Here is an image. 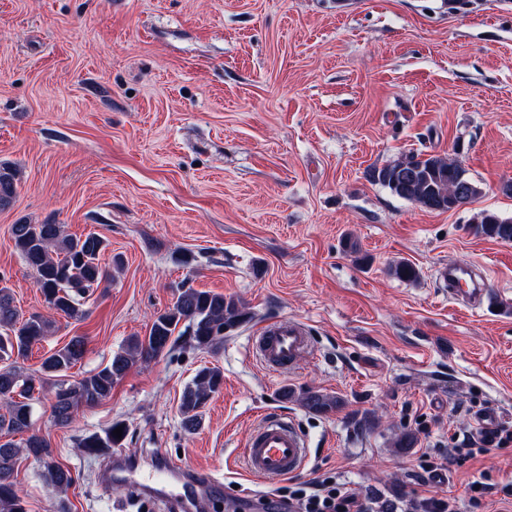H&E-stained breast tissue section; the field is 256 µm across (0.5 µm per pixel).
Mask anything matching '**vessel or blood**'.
<instances>
[{
    "label": "vessel or blood",
    "instance_id": "vessel-or-blood-1",
    "mask_svg": "<svg viewBox=\"0 0 512 512\" xmlns=\"http://www.w3.org/2000/svg\"><path fill=\"white\" fill-rule=\"evenodd\" d=\"M448 295L455 300L480 301L487 291L484 280L478 279L466 265H455L444 272ZM253 356L272 374L293 373L300 360L312 353L313 342L306 326L280 318L260 326L251 338ZM310 455L309 442L294 422L268 413L254 426L242 452L243 462L251 475L273 480L302 474ZM122 472L129 478L145 477L152 486L181 500L185 512L196 503L199 490L196 482L171 485L172 472L161 463L149 468L125 464Z\"/></svg>",
    "mask_w": 512,
    "mask_h": 512
}]
</instances>
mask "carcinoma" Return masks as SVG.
<instances>
[{"label": "carcinoma", "mask_w": 512, "mask_h": 512, "mask_svg": "<svg viewBox=\"0 0 512 512\" xmlns=\"http://www.w3.org/2000/svg\"><path fill=\"white\" fill-rule=\"evenodd\" d=\"M371 177L389 191L430 211H451L470 204L456 193L467 186L476 196L481 188L456 160L440 155H412L371 171ZM18 171L0 164V208L8 206L15 194ZM474 231L504 242L512 241V217L482 211L474 217ZM10 236L15 250L32 271L34 282L49 310L73 318L79 315V297L107 279L100 256L108 247L107 240L96 232L80 236L64 232L61 224H31L27 221L11 225ZM388 272L404 281L419 279L418 269L410 262L398 261ZM249 315L239 299L191 286L177 287L171 306L155 316L149 333L134 336L126 346L112 354L109 362L78 379L66 378V372L82 359L86 340L76 336L42 362L43 375L35 378L24 374L15 363L0 367V400L6 401V412L0 413V512H26L24 500L14 482L16 458L20 452L33 458L41 469L45 483L63 491L78 476L55 459L48 441L34 429L33 404L40 400L46 380L52 381L51 417L56 425L70 424L77 409L100 403L112 395V389L137 362L148 363L175 350L178 341L187 337L192 350L214 351L224 344V331L244 322ZM52 322L41 314L28 316L14 304L6 275H0V360L24 358L51 330ZM224 384V373L217 367L198 369L185 388L179 412L185 431H197L204 408L212 394ZM311 412L328 413L339 406L338 400L318 391L308 390L300 397ZM122 428V437L113 434ZM129 433V426L117 420L103 433L82 437L79 448L89 455L102 457L103 449L119 448ZM25 434L23 448L10 436Z\"/></svg>", "instance_id": "cac0c4a2"}]
</instances>
